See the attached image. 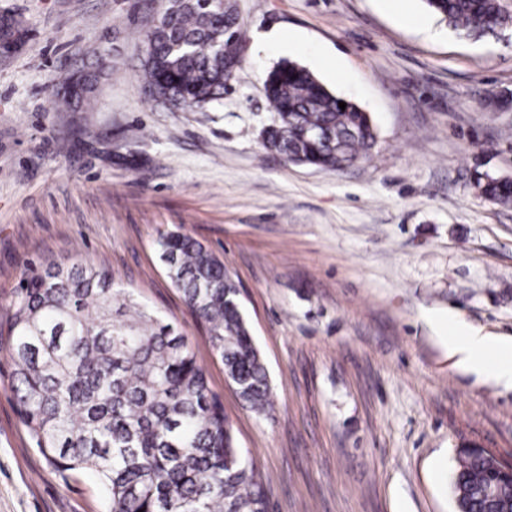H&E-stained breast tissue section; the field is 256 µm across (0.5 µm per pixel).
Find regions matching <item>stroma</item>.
<instances>
[{
	"label": "stroma",
	"mask_w": 512,
	"mask_h": 512,
	"mask_svg": "<svg viewBox=\"0 0 512 512\" xmlns=\"http://www.w3.org/2000/svg\"><path fill=\"white\" fill-rule=\"evenodd\" d=\"M242 62L204 111L139 81L161 0H0L28 42L0 63V322L27 264L107 267L187 337L269 512H457L465 443L512 460V389L461 371L441 318L512 338V24L473 40L424 0H234ZM289 60L366 112L342 170L264 148L268 72ZM97 71L70 111L59 71ZM177 231L223 260L273 407L241 399L159 258ZM0 349V512H103L89 474L47 468ZM477 187L486 198L502 206H512V179L478 177Z\"/></svg>",
	"instance_id": "1"
}]
</instances>
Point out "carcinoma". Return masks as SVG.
I'll use <instances>...</instances> for the list:
<instances>
[{
    "instance_id": "1",
    "label": "carcinoma",
    "mask_w": 512,
    "mask_h": 512,
    "mask_svg": "<svg viewBox=\"0 0 512 512\" xmlns=\"http://www.w3.org/2000/svg\"><path fill=\"white\" fill-rule=\"evenodd\" d=\"M466 38L506 27L499 0H425ZM142 84L173 109L203 110L224 95L244 33L230 0H165L144 32ZM274 122L264 146L286 159L341 169L369 156L376 135L354 103L306 68L282 61L267 75ZM346 102L340 108V102ZM486 198L512 206V179L479 177ZM168 277L203 325L240 397L272 404L261 354L224 262L193 237L157 241ZM7 310L12 392L34 448L68 480L91 473L106 512H267L224 408L185 337L121 287L105 267L27 266ZM499 488L496 499L487 487ZM454 492L462 512H512V481L485 451H459Z\"/></svg>"
}]
</instances>
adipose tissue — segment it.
I'll return each mask as SVG.
<instances>
[{
    "instance_id": "adipose-tissue-1",
    "label": "adipose tissue",
    "mask_w": 512,
    "mask_h": 512,
    "mask_svg": "<svg viewBox=\"0 0 512 512\" xmlns=\"http://www.w3.org/2000/svg\"><path fill=\"white\" fill-rule=\"evenodd\" d=\"M448 354L459 369L512 387V340L459 327L448 338Z\"/></svg>"
}]
</instances>
